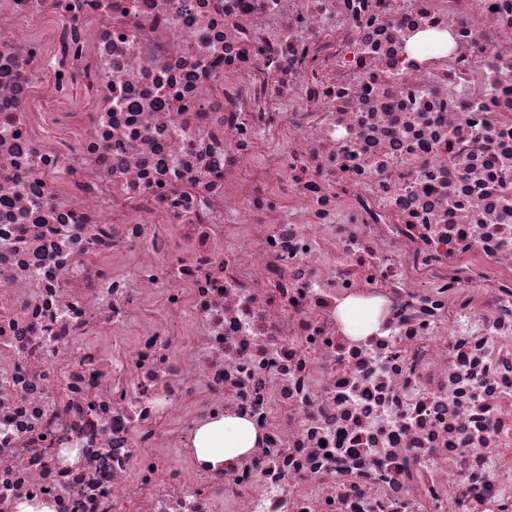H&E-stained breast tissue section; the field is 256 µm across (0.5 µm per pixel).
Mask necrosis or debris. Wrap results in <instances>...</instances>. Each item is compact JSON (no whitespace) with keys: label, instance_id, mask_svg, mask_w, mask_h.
Returning <instances> with one entry per match:
<instances>
[{"label":"necrosis or debris","instance_id":"obj_1","mask_svg":"<svg viewBox=\"0 0 512 512\" xmlns=\"http://www.w3.org/2000/svg\"><path fill=\"white\" fill-rule=\"evenodd\" d=\"M25 504L512 512V0H0ZM258 438V431L246 419L224 417L202 424L193 435L192 447L202 467L217 468L253 448Z\"/></svg>","mask_w":512,"mask_h":512}]
</instances>
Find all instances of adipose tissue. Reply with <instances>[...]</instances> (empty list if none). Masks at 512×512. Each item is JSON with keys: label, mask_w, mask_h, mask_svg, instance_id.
Returning a JSON list of instances; mask_svg holds the SVG:
<instances>
[{"label": "adipose tissue", "mask_w": 512, "mask_h": 512, "mask_svg": "<svg viewBox=\"0 0 512 512\" xmlns=\"http://www.w3.org/2000/svg\"><path fill=\"white\" fill-rule=\"evenodd\" d=\"M259 438L246 419L224 417L202 424L194 433L192 446L198 463L216 468L253 448Z\"/></svg>", "instance_id": "obj_1"}]
</instances>
